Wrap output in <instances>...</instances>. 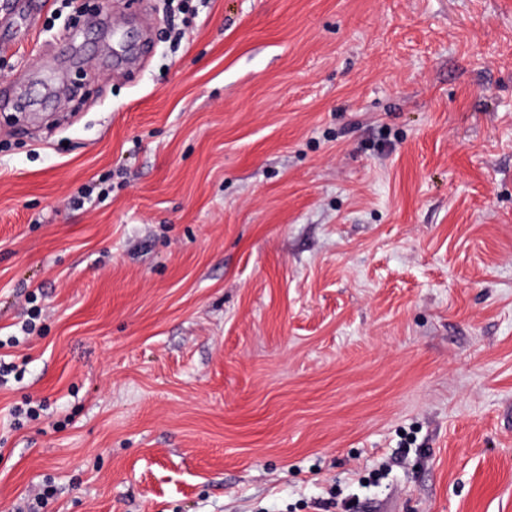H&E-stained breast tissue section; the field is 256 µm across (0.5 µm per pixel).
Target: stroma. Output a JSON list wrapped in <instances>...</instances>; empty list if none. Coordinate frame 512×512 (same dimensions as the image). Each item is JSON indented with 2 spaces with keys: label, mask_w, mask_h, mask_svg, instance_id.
<instances>
[{
  "label": "stroma",
  "mask_w": 512,
  "mask_h": 512,
  "mask_svg": "<svg viewBox=\"0 0 512 512\" xmlns=\"http://www.w3.org/2000/svg\"><path fill=\"white\" fill-rule=\"evenodd\" d=\"M36 2L0 512H512V0Z\"/></svg>",
  "instance_id": "35a3bbf8"
}]
</instances>
